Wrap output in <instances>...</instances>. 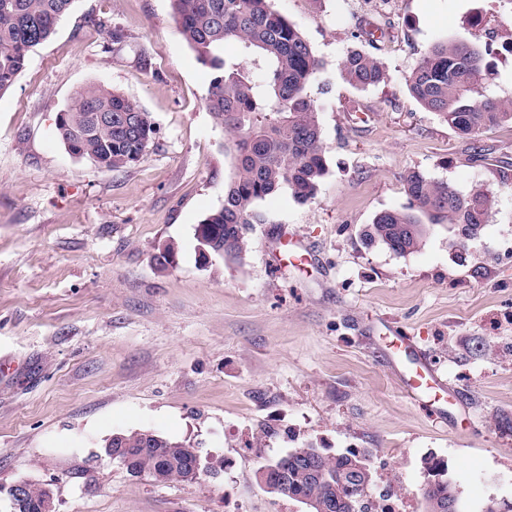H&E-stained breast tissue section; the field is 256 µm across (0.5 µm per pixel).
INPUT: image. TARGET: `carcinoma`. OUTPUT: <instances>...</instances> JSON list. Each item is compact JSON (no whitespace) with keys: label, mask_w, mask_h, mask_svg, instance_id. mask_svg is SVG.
Segmentation results:
<instances>
[{"label":"carcinoma","mask_w":512,"mask_h":512,"mask_svg":"<svg viewBox=\"0 0 512 512\" xmlns=\"http://www.w3.org/2000/svg\"><path fill=\"white\" fill-rule=\"evenodd\" d=\"M74 0H0V95L14 84L33 48L54 34ZM180 32L198 60L213 74L207 107L230 136L234 171L224 186V202L197 231L213 255L236 258L246 248L242 226L252 223L254 206L288 190L298 201L313 199L326 174L317 100L310 85L319 61L297 26L272 9L271 0H171ZM240 53L224 55V44ZM462 43H435L407 79L411 96L428 112L464 135L512 123V102L487 87L484 53ZM346 81L356 88L375 86L387 77L384 63L352 51L343 61ZM57 127L69 154L96 167L117 171L144 155L155 134L149 116L133 100L103 86L77 92ZM112 122H100L101 113ZM409 205L377 213L365 239L396 254L415 252L427 232L418 214L443 221L451 244L476 238L487 222L493 197L481 190L464 194L420 171L403 176ZM116 445L126 448L128 466L157 482L194 478L196 449L156 432L134 430ZM307 445L288 456L285 483L275 495L301 502L329 503V512H364L360 489L351 482L349 456ZM430 512L455 494L450 480L425 490Z\"/></svg>","instance_id":"1"}]
</instances>
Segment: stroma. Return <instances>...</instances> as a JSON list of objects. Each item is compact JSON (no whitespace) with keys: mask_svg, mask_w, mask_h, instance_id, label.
I'll list each match as a JSON object with an SVG mask.
<instances>
[{"mask_svg":"<svg viewBox=\"0 0 512 512\" xmlns=\"http://www.w3.org/2000/svg\"><path fill=\"white\" fill-rule=\"evenodd\" d=\"M271 3L321 64L310 91L327 173L309 202H259L241 259L197 255L233 157L170 0H74L0 96V512L22 480L49 485L56 512H306L256 479L306 442L369 450L373 494L393 490L406 512H425L429 457L466 512H512V124L459 134L406 85L436 42L484 47L476 4L512 29V0ZM353 50L384 62L386 81L350 86ZM90 84L148 113L136 165L101 169L59 140L58 112ZM411 169L491 193L480 237L449 247L431 220L411 254L367 243L377 213L407 206ZM286 236L307 264L279 259ZM169 242L180 251L163 269ZM398 336L412 354H393ZM418 360L462 397L445 421L401 387ZM139 429L195 444L200 476L158 483L106 455Z\"/></svg>","mask_w":512,"mask_h":512,"instance_id":"stroma-1","label":"stroma"}]
</instances>
